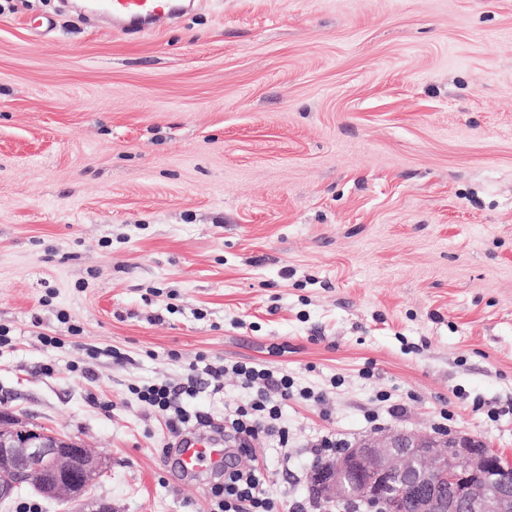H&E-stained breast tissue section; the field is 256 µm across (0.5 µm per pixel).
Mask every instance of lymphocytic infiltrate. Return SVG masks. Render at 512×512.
<instances>
[{
	"label": "lymphocytic infiltrate",
	"instance_id": "obj_1",
	"mask_svg": "<svg viewBox=\"0 0 512 512\" xmlns=\"http://www.w3.org/2000/svg\"><path fill=\"white\" fill-rule=\"evenodd\" d=\"M233 374L249 390L248 401L224 419V433L233 437L242 452H250L254 441L277 437L280 446L288 444V430L281 426L282 405L301 396L311 398L307 389H296L288 374L256 363L237 362L231 366L190 364L185 383L174 385L157 381L133 387V394L148 407L165 415L170 434L185 431L190 423L204 424L205 416H190L181 406L182 397L194 396L206 388L221 390L226 374ZM215 512H278V502L267 488V478L257 467L233 470L214 487Z\"/></svg>",
	"mask_w": 512,
	"mask_h": 512
}]
</instances>
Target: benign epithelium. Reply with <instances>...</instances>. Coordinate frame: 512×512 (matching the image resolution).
I'll return each instance as SVG.
<instances>
[{
	"mask_svg": "<svg viewBox=\"0 0 512 512\" xmlns=\"http://www.w3.org/2000/svg\"><path fill=\"white\" fill-rule=\"evenodd\" d=\"M494 450L458 433L446 440L404 430L367 435L310 474L320 502L401 512V490L415 491L414 512H512V478L493 474ZM104 460L51 430L0 412V499L24 486L71 505V512H112L90 496ZM43 480H31L34 474Z\"/></svg>",
	"mask_w": 512,
	"mask_h": 512,
	"instance_id": "obj_1",
	"label": "benign epithelium"
}]
</instances>
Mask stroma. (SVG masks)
<instances>
[{"mask_svg":"<svg viewBox=\"0 0 512 512\" xmlns=\"http://www.w3.org/2000/svg\"><path fill=\"white\" fill-rule=\"evenodd\" d=\"M0 328V412L103 456L112 512H212L255 465L280 512H344L310 493L325 434L512 461V0H195L156 33L0 0ZM200 354L324 400L184 472L130 388ZM247 396L183 405L220 435Z\"/></svg>","mask_w":512,"mask_h":512,"instance_id":"1","label":"stroma"}]
</instances>
